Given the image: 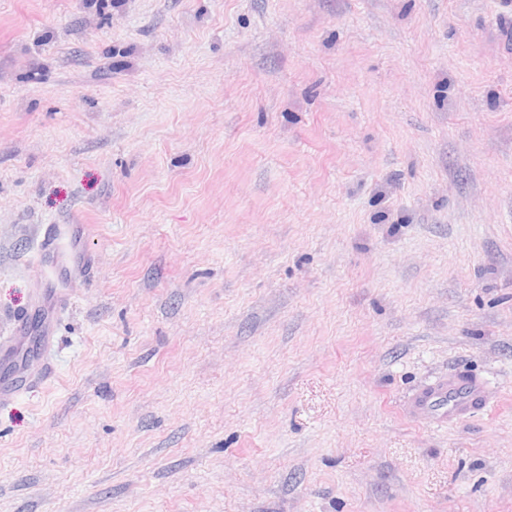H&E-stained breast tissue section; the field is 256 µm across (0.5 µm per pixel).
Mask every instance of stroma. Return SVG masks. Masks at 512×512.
Listing matches in <instances>:
<instances>
[{
  "label": "stroma",
  "mask_w": 512,
  "mask_h": 512,
  "mask_svg": "<svg viewBox=\"0 0 512 512\" xmlns=\"http://www.w3.org/2000/svg\"><path fill=\"white\" fill-rule=\"evenodd\" d=\"M512 0H0V512H512ZM456 369L491 405L409 417ZM80 224H45L41 226L36 246L37 266L43 267L49 258L65 256L72 262L71 270L89 279L90 260L81 247ZM53 376L52 368L47 366L40 379H35L30 382H20L15 380H4L1 383L0 380V403L6 401L16 393L27 390L28 388L34 387L41 384Z\"/></svg>",
  "instance_id": "1"
}]
</instances>
